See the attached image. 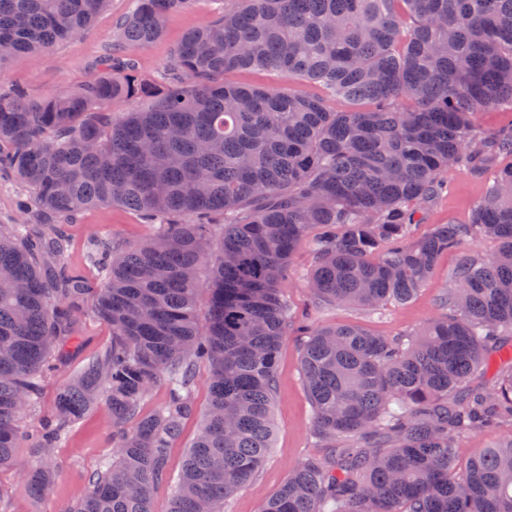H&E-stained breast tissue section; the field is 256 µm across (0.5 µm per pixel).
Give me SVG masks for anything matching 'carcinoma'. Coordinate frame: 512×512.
<instances>
[{
	"label": "carcinoma",
	"instance_id": "carcinoma-1",
	"mask_svg": "<svg viewBox=\"0 0 512 512\" xmlns=\"http://www.w3.org/2000/svg\"><path fill=\"white\" fill-rule=\"evenodd\" d=\"M109 0H0V43L38 55L79 35ZM122 47H144L196 0H134ZM186 33L168 81L105 58L63 94L0 85V179L20 184L22 224H0V469L21 470L19 423L49 360L66 359L85 305L112 343L56 391L38 461L23 471L49 491L54 448L91 408L112 416V461L64 512H153L168 449L195 411L194 366H210L209 401L167 512H224L264 462L292 312L289 261L313 227L310 291L319 303L376 312L416 294L438 257L467 238L446 312L416 336L357 325L308 333L303 380L322 455L290 472L260 512H512V435L461 471L455 443L512 424V166L495 172L467 224L412 240L448 170L483 175L512 154V130H482L481 109L512 106V0H228ZM266 70L318 94L228 83ZM147 107L119 114L122 99ZM119 204L157 225L127 250L96 239L99 284L68 266L65 225ZM224 224L210 232L215 217ZM42 224L36 241L28 225ZM211 266L209 280L203 268ZM207 295L200 324L198 304ZM493 373L492 381L485 380ZM170 398L143 415L160 380Z\"/></svg>",
	"mask_w": 512,
	"mask_h": 512
}]
</instances>
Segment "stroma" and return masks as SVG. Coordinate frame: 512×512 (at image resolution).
Returning <instances> with one entry per match:
<instances>
[{
  "mask_svg": "<svg viewBox=\"0 0 512 512\" xmlns=\"http://www.w3.org/2000/svg\"><path fill=\"white\" fill-rule=\"evenodd\" d=\"M132 6L131 0H110L94 22L73 40L55 45L36 57L19 55L0 71V81L23 85L31 94L50 96L65 93L96 72L102 58L116 45L117 25ZM224 9V0H198L190 10L171 14L162 37L152 45L136 51L139 70L158 75L167 70L173 51L184 35L215 19ZM447 195L425 206L412 228L413 237H421L438 224H464L472 208L487 196L493 183L491 176H477L462 169L448 175ZM153 225L139 214L117 205H104L86 213L79 223L70 225L69 258L84 264L91 242L110 235L112 245L124 249L150 237ZM318 229H311L296 247L290 261L285 296L294 312H308L311 326L355 324L379 336L412 333L441 314V298L452 287V273L458 254H443L415 298L404 305L390 303L372 315L352 306L330 307L315 304L309 289L313 267V250ZM112 341V332L94 317H87L79 347L70 357L50 370L42 386L35 410L22 422L28 439H35L41 419L48 413L57 389L67 384L84 361ZM304 338L296 330L285 336L277 371V389L273 412L276 433L273 446L252 479L231 495L224 512H259L287 479L292 467L305 457L317 453L312 434V408L301 373ZM193 399L196 412L187 417L180 436L169 450L171 473H179L185 451L194 440L198 413L209 399V366L200 362L194 367ZM60 470L53 491L35 499L23 475L16 470H0V512H63L88 489V478L112 457V418L105 406H98L77 421L55 450Z\"/></svg>",
  "mask_w": 512,
  "mask_h": 512,
  "instance_id": "35a3bbf8",
  "label": "stroma"
}]
</instances>
